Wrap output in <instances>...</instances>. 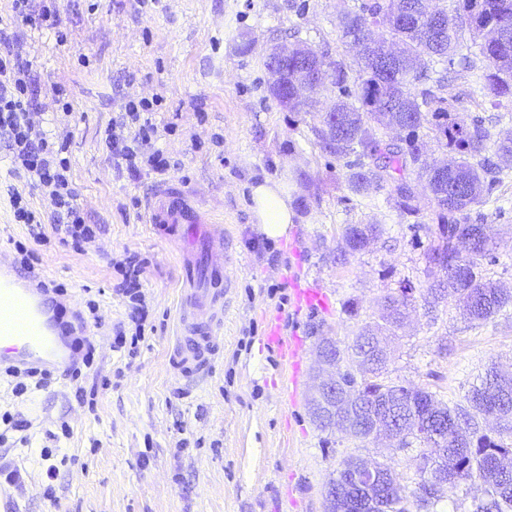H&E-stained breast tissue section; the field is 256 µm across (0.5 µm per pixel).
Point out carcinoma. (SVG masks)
I'll return each mask as SVG.
<instances>
[{
	"instance_id": "carcinoma-1",
	"label": "carcinoma",
	"mask_w": 512,
	"mask_h": 512,
	"mask_svg": "<svg viewBox=\"0 0 512 512\" xmlns=\"http://www.w3.org/2000/svg\"><path fill=\"white\" fill-rule=\"evenodd\" d=\"M452 3L440 9L444 26L434 28L422 17L405 13V6H415L417 0H354L353 7L339 15L337 26L358 69L336 61V83H327V90H336V111L325 115L314 132L323 153L344 161L348 188L356 194L391 182L395 205L412 212L416 207L410 176L425 183L437 219L435 238L425 253L431 278L427 312L454 295L470 319L484 323L512 307V295L483 275V266L496 261L497 244L488 238L485 225L471 221V212L485 205L501 183L505 168L489 155L512 161V135L495 139L480 119H453L442 88L448 70L460 63L466 70L481 71L483 89L492 97L512 100V37L492 36L479 44L474 56L458 55L463 31L477 36L502 25L512 27V0ZM395 45V66L379 64L377 59ZM395 126L406 132L399 140L386 134ZM424 128L435 130L448 148V161L438 168L419 164ZM382 232L378 224L345 225L347 251L336 261L365 249ZM411 294L412 287L405 286L384 295L386 307L379 322L365 326L360 335L375 336L400 326L401 309L410 305ZM356 355L360 364L351 367L362 374L358 398L363 407L392 423L430 417L446 429L438 440L425 439L413 429L402 447L417 442L437 449L436 456L424 451L420 459L447 471L448 482L425 494L423 468H418L419 481L411 489L387 467L378 486L369 492L354 486L342 491L329 512H358L369 500L377 501L376 512H437L448 489L475 477L486 481L489 490L474 501L473 512H512V468L504 465L505 459L512 460V445L484 433L479 425L496 407L512 413V377L491 367L472 386L466 405L450 407L424 388L384 382L386 361L374 348L360 345Z\"/></svg>"
}]
</instances>
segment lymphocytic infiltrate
<instances>
[{
	"label": "lymphocytic infiltrate",
	"mask_w": 512,
	"mask_h": 512,
	"mask_svg": "<svg viewBox=\"0 0 512 512\" xmlns=\"http://www.w3.org/2000/svg\"><path fill=\"white\" fill-rule=\"evenodd\" d=\"M45 26L57 30L58 42H65L66 33L60 32L57 11L44 0H12L10 16L0 17V37L7 28L19 25ZM29 60L14 56L10 51L0 52V145L8 153L14 173L29 179L31 186L46 197L52 210L43 214L31 205L25 191L11 189L9 203L16 223L27 225L34 241L44 239L43 222H51L53 229L70 241L73 248L82 249L94 242L96 232L87 224L76 202V192L70 180L71 163L67 155L69 136H53L35 131L32 116ZM154 104L142 99L128 101L118 120L113 121L103 134L107 154L115 166H126L128 171L148 169L163 175L171 163L162 149L156 148L158 126L155 122ZM112 268L120 275L118 294L130 304V319L134 333L117 330L113 350H137L143 340L144 322L147 317L146 296L141 275L144 262L137 255L127 253L113 261Z\"/></svg>",
	"instance_id": "obj_1"
}]
</instances>
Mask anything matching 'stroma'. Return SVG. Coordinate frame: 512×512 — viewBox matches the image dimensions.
<instances>
[{
    "instance_id": "stroma-1",
    "label": "stroma",
    "mask_w": 512,
    "mask_h": 512,
    "mask_svg": "<svg viewBox=\"0 0 512 512\" xmlns=\"http://www.w3.org/2000/svg\"><path fill=\"white\" fill-rule=\"evenodd\" d=\"M67 34L23 26L1 46L33 62L40 130L68 123L71 178L88 223L103 229L83 252L49 236L39 244L15 223L8 191L24 188L0 151V259L18 247L39 259L45 281L64 285L66 304L99 305L98 345L81 381L55 376L21 396L0 379V415L28 421L18 432L0 424V463L21 473L20 512H325L324 488L347 456L387 464L401 483L419 480L416 448L382 447L351 434L320 431L309 402L315 345L331 336L350 344L378 321L381 297L413 288L409 317L388 336L386 381L463 403L489 362L512 373V310L481 325L454 299L424 310V252L435 206L415 186L416 210L394 208L388 190L352 194L343 162L323 154L313 132L323 103L305 111L270 94L262 57L273 32L298 35L314 49L352 63L336 18L353 0H52ZM64 86L73 105L63 119L52 93ZM479 72L449 79L443 94L457 117L483 118L491 133L512 128V101L493 102ZM159 98L158 125L173 126L156 145L172 163L167 176L116 169L100 134L127 100ZM270 177L293 200L289 237H264L251 220L248 185ZM181 183L228 233L236 264L224 310V350L200 384L175 377L169 355L179 334V247L144 221V202L167 181ZM499 244L487 278L512 291V181L479 210ZM347 224H380L368 249L336 261ZM146 258L141 279L150 315L136 356L111 348L113 327L127 323V301L113 288V257ZM322 288L323 308L296 309L295 281ZM356 300L358 311L343 310ZM296 339L298 364L284 361L271 332ZM86 396L77 399V387ZM69 435H62L61 424ZM55 479H47L48 468Z\"/></svg>"
}]
</instances>
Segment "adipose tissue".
Returning <instances> with one entry per match:
<instances>
[{"label":"adipose tissue","mask_w":512,"mask_h":512,"mask_svg":"<svg viewBox=\"0 0 512 512\" xmlns=\"http://www.w3.org/2000/svg\"><path fill=\"white\" fill-rule=\"evenodd\" d=\"M250 212L254 224L266 237L277 240L293 229L295 212L290 196L273 179L254 181L249 186Z\"/></svg>","instance_id":"adipose-tissue-1"}]
</instances>
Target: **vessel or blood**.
Segmentation results:
<instances>
[{
	"label": "vessel or blood",
	"instance_id": "vessel-or-blood-1",
	"mask_svg": "<svg viewBox=\"0 0 512 512\" xmlns=\"http://www.w3.org/2000/svg\"><path fill=\"white\" fill-rule=\"evenodd\" d=\"M147 221L165 236L192 239V248L183 257L181 328L169 365L178 378L202 379L220 352L217 333L224 324V299L231 286L225 275L224 232L174 183L153 197ZM43 298L42 288L25 284L12 265L0 263V340L15 346L6 363L63 373L70 369L72 355L64 340L55 336Z\"/></svg>",
	"mask_w": 512,
	"mask_h": 512
}]
</instances>
